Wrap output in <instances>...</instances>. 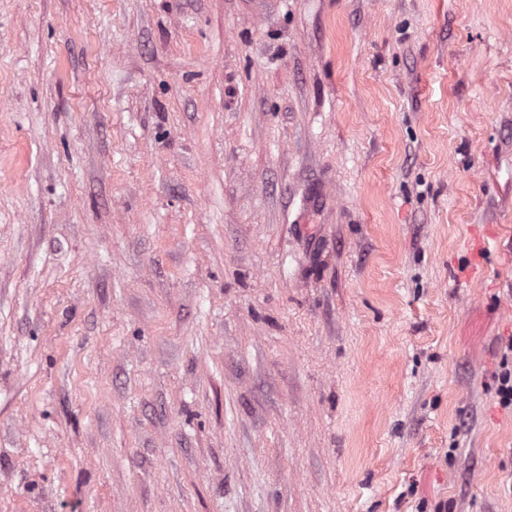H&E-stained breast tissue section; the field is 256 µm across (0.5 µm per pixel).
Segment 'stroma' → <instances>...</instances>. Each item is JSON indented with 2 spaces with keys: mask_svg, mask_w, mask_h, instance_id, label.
<instances>
[{
  "mask_svg": "<svg viewBox=\"0 0 512 512\" xmlns=\"http://www.w3.org/2000/svg\"><path fill=\"white\" fill-rule=\"evenodd\" d=\"M511 339L512 0H0V512H512ZM506 349L510 352H504L499 365V373L497 374L496 394L499 404L505 408H512V339L506 345Z\"/></svg>",
  "mask_w": 512,
  "mask_h": 512,
  "instance_id": "obj_1",
  "label": "stroma"
}]
</instances>
